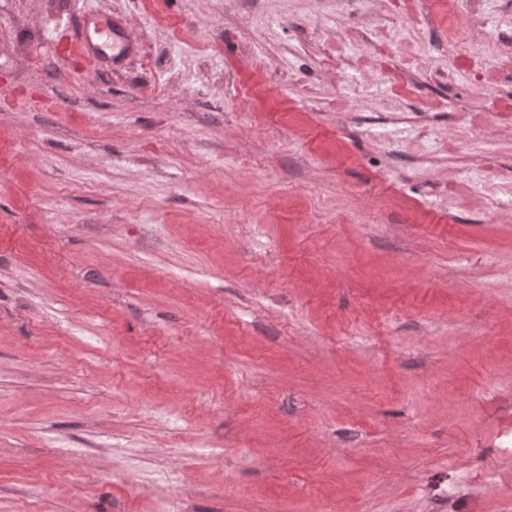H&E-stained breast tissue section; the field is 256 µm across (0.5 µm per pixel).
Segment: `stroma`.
<instances>
[{"instance_id":"stroma-1","label":"stroma","mask_w":512,"mask_h":512,"mask_svg":"<svg viewBox=\"0 0 512 512\" xmlns=\"http://www.w3.org/2000/svg\"><path fill=\"white\" fill-rule=\"evenodd\" d=\"M435 2L0 0V512H512V0Z\"/></svg>"}]
</instances>
